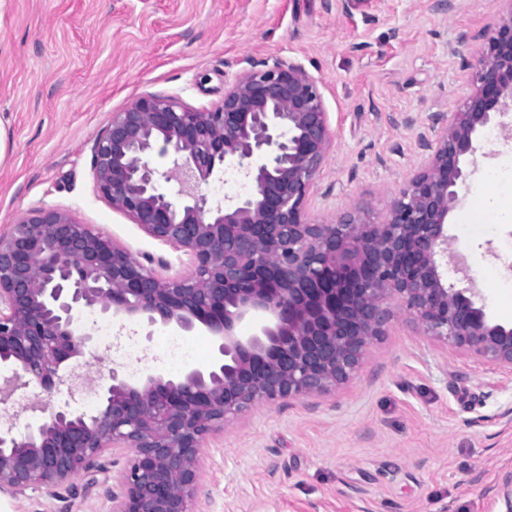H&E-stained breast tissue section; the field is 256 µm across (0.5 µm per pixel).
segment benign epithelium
Returning a JSON list of instances; mask_svg holds the SVG:
<instances>
[{"mask_svg": "<svg viewBox=\"0 0 512 512\" xmlns=\"http://www.w3.org/2000/svg\"><path fill=\"white\" fill-rule=\"evenodd\" d=\"M475 87L438 114L428 165L381 220L355 213L308 221L306 202L331 134L320 82L275 60L244 72L211 109L149 95L112 113L94 144L97 193L155 240L191 257L161 277L66 210L37 206L0 234V367L52 394L60 366L92 342L84 307L200 324L218 341L207 371L133 385L112 372L95 414L53 410L23 437L0 429V491L54 488L111 448L130 449L112 512H193L196 456L206 435L256 404L328 391L356 372L393 307L423 334L512 373V325L489 319L468 288L448 283V214L465 157L512 109V11L465 61ZM167 160L152 163L151 153ZM250 184L212 207L202 185L224 165ZM260 315L259 333L237 326ZM512 512V472L496 491Z\"/></svg>", "mask_w": 512, "mask_h": 512, "instance_id": "benign-epithelium-1", "label": "benign epithelium"}]
</instances>
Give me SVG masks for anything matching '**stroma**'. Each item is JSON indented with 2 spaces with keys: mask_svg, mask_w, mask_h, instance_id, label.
<instances>
[{
  "mask_svg": "<svg viewBox=\"0 0 512 512\" xmlns=\"http://www.w3.org/2000/svg\"><path fill=\"white\" fill-rule=\"evenodd\" d=\"M512 0H0V233L33 207L70 211L131 258H163L166 277L190 257L148 236L98 195L93 147L112 113L147 95L197 109L222 102L263 61L300 64L321 81L331 142L307 201L314 224L346 212L382 218L423 169L432 117L474 88L464 60ZM491 124L466 162L448 215L449 264L465 261L473 299L512 324V113ZM462 274V275H465ZM461 274L448 280L462 287ZM138 339L126 367L100 341L62 367L97 364L138 383L172 377L164 337L178 327L116 317ZM183 334V333H180ZM213 361L204 327L183 334ZM127 450H109L66 484L14 497L0 512H112ZM512 472V375L421 335L395 310L356 371L335 389L260 403L209 434L197 458L194 512H503L495 488Z\"/></svg>",
  "mask_w": 512,
  "mask_h": 512,
  "instance_id": "obj_1",
  "label": "stroma"
}]
</instances>
